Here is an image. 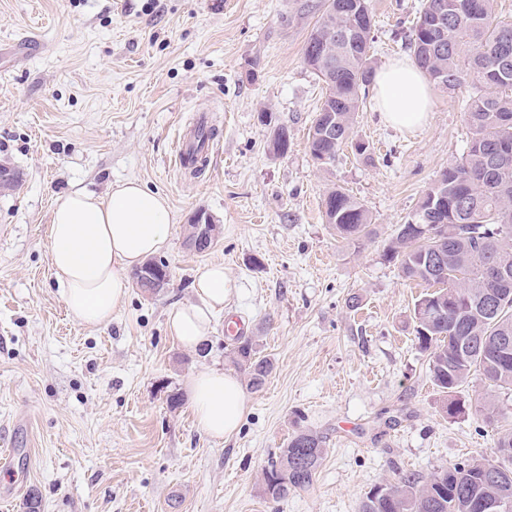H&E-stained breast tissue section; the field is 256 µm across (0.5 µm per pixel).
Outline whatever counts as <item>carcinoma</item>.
<instances>
[{
  "mask_svg": "<svg viewBox=\"0 0 512 512\" xmlns=\"http://www.w3.org/2000/svg\"><path fill=\"white\" fill-rule=\"evenodd\" d=\"M308 8L317 20L304 61L315 75L326 76L309 131L310 154L333 162L349 145L364 156L369 144L356 137L355 122L375 74L370 0H321ZM406 47L436 86L451 92L471 84L465 114L472 136L416 209L444 226V242L407 222L398 226L383 257L396 262L403 277L430 287L416 301L412 321L419 347L430 352L442 411L450 417L471 409L488 415L495 411L488 397L467 404L456 394L473 372L491 388L512 391V20L497 14L496 0H423ZM331 117L336 136L325 138L321 127ZM261 122L275 135L269 151L286 155L288 127L272 123L265 111ZM323 207L340 238L359 241L370 234L372 214L345 190H329ZM491 266L506 269L509 280L489 287L485 272ZM465 336L475 345L463 353L459 340ZM498 341L511 348L497 347ZM234 363L254 388L273 369L270 359L256 356L249 339L238 341ZM324 455L317 433H294L263 469L266 496L277 503L310 488ZM488 501L500 502L499 512H512V429L499 434L489 457L467 459L427 479L395 473L393 481L367 493L360 512H482Z\"/></svg>",
  "mask_w": 512,
  "mask_h": 512,
  "instance_id": "1",
  "label": "carcinoma"
}]
</instances>
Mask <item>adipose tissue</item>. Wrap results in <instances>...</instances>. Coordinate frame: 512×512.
<instances>
[{
    "mask_svg": "<svg viewBox=\"0 0 512 512\" xmlns=\"http://www.w3.org/2000/svg\"><path fill=\"white\" fill-rule=\"evenodd\" d=\"M377 108L390 125L412 131L432 110L426 76L404 58L374 77ZM171 235L167 200L138 181L114 184L106 196L85 189L59 195L53 203L48 254L68 312L81 323L104 326L124 305L130 275L151 256L165 251ZM234 284L223 265L199 269L194 301L173 307L169 334L184 348L203 349ZM195 422L207 436L229 440L247 410L239 377L215 365L192 370L183 381Z\"/></svg>",
    "mask_w": 512,
    "mask_h": 512,
    "instance_id": "1",
    "label": "adipose tissue"
}]
</instances>
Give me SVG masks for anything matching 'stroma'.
I'll list each match as a JSON object with an SVG mask.
<instances>
[{
	"label": "stroma",
	"instance_id": "1",
	"mask_svg": "<svg viewBox=\"0 0 512 512\" xmlns=\"http://www.w3.org/2000/svg\"><path fill=\"white\" fill-rule=\"evenodd\" d=\"M422 0H371L373 60L406 55ZM316 16L306 0H0V512H359L401 470L426 478L489 456L512 425V392L478 376L462 399L491 392L503 416L448 418L431 358L412 333L422 288L385 261L398 224L470 138L471 92L431 91L418 131L385 125L367 98L355 130L371 159L344 149L320 167L308 131L322 84L303 59ZM35 41L14 51L20 37ZM268 111L286 124L288 153L272 157ZM216 127L197 177L173 142ZM135 179L166 196L170 273L155 295L131 286L110 324L68 313L47 248L54 198L82 187L106 195ZM334 188L375 218L370 239L337 237L323 214ZM220 232L199 252L186 240L196 212ZM223 264L238 288L199 353L169 336L167 311L193 300L198 268ZM248 322L274 362L229 441L206 436L188 402L170 407L200 364L229 366L225 316ZM325 441L313 485L274 503L262 470L298 427Z\"/></svg>",
	"mask_w": 512,
	"mask_h": 512
}]
</instances>
